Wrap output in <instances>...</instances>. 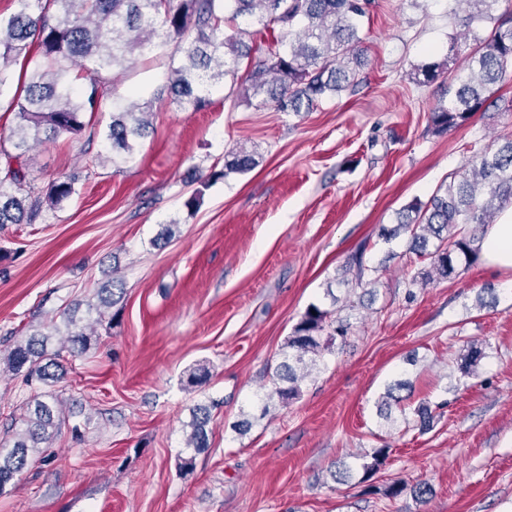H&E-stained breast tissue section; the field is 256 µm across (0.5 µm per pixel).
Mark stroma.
<instances>
[{"instance_id": "obj_1", "label": "stroma", "mask_w": 512, "mask_h": 512, "mask_svg": "<svg viewBox=\"0 0 512 512\" xmlns=\"http://www.w3.org/2000/svg\"><path fill=\"white\" fill-rule=\"evenodd\" d=\"M454 31L448 0H375L361 20L358 85L298 115L255 109L226 84L204 109L180 110L165 98L164 58L105 73L111 95L91 119L95 136L34 152L32 183L74 174V194L37 223L0 225V359L74 304L96 303L111 277L125 294L97 345L51 387L65 418L55 460L15 477L0 512H512V269L479 258L413 289L426 261L407 236L378 234L476 152L512 139V84L465 127L431 132L448 81L421 85L412 69L444 59L460 73ZM131 98L151 102L150 134L129 161L101 163L111 105ZM239 150L256 167L225 173ZM356 254L372 292L351 305L356 278L345 268ZM485 288L497 301L483 307ZM313 304L350 332L299 399L260 415L254 396L271 391L280 349ZM469 338L484 357L465 374ZM198 365L208 380L186 389ZM397 379L412 396L388 422L379 401ZM32 398L0 374V446ZM424 401L436 409L427 431L414 413ZM198 405L210 409V447L185 473L183 428ZM244 416L252 426L240 434L232 425ZM378 448L387 457L364 477ZM345 465L354 477L336 483ZM398 479L433 493L389 498Z\"/></svg>"}]
</instances>
